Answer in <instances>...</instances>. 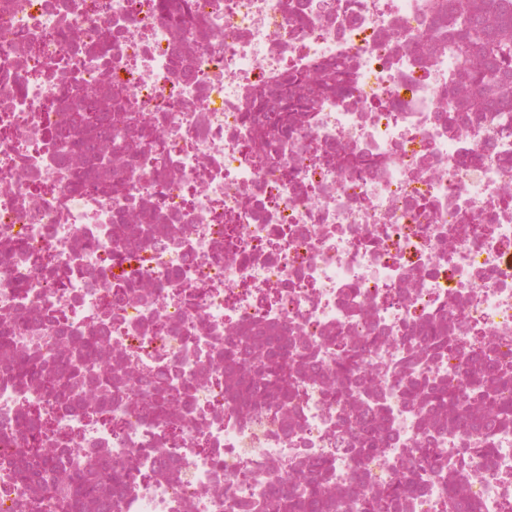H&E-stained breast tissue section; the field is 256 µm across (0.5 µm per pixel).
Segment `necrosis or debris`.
<instances>
[{"label": "necrosis or debris", "mask_w": 512, "mask_h": 512, "mask_svg": "<svg viewBox=\"0 0 512 512\" xmlns=\"http://www.w3.org/2000/svg\"><path fill=\"white\" fill-rule=\"evenodd\" d=\"M162 4L0 0V330L37 369L0 361V512H53L14 478L36 401L60 478L123 470L112 512H279L270 485L321 459L325 512H363L405 471L412 491L380 512H512V428L480 456L399 386L456 380L474 347L502 378L489 408L512 404V96L458 123L470 88L447 37H425L432 0H187L189 29ZM340 63L348 93L289 88L288 133L259 153L256 91ZM114 102L119 149L74 122ZM83 138L94 154L62 158ZM241 336L287 339L285 395L239 397L253 357L229 370L224 349ZM344 344L374 381L338 400L322 378ZM104 383L111 403L87 408L80 388ZM367 412L384 418L370 452Z\"/></svg>", "instance_id": "4bbe7bcc"}]
</instances>
